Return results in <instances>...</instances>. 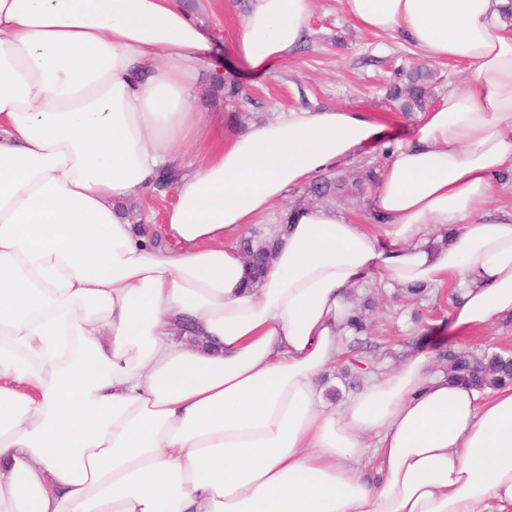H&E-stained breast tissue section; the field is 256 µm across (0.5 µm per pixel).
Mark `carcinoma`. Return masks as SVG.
<instances>
[{
	"label": "carcinoma",
	"instance_id": "carcinoma-1",
	"mask_svg": "<svg viewBox=\"0 0 512 512\" xmlns=\"http://www.w3.org/2000/svg\"><path fill=\"white\" fill-rule=\"evenodd\" d=\"M431 80V73L415 69L406 75V82L393 85L389 96L391 99L401 102V109L405 112L415 109L423 110L432 97ZM218 88L224 90L225 98L231 101L238 104L247 101L241 85L235 79L221 80L218 83ZM347 190L348 180L339 174L323 177L311 187V192L317 198L337 196ZM276 245V240L263 239L260 234L254 232L240 241V250L246 262L250 263L255 272L259 274ZM350 327L353 330V335L348 345L347 369L362 376L371 371L366 354L372 352L375 344L367 334L362 314H357L350 323ZM436 357L440 366L447 370L448 374L479 390L512 382V356H478L449 345L439 349Z\"/></svg>",
	"mask_w": 512,
	"mask_h": 512
}]
</instances>
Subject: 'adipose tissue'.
<instances>
[{"instance_id":"adipose-tissue-1","label":"adipose tissue","mask_w":512,"mask_h":512,"mask_svg":"<svg viewBox=\"0 0 512 512\" xmlns=\"http://www.w3.org/2000/svg\"><path fill=\"white\" fill-rule=\"evenodd\" d=\"M342 3L469 78L395 143L377 224L293 207L254 281L251 224L387 119L290 111L215 138L207 5L0 0V512H512V385L476 390L416 346L326 402L356 288L454 286L452 338L512 316V216L482 214L512 169L507 0ZM313 9L249 0L232 54L287 60ZM174 167L162 223L134 224Z\"/></svg>"}]
</instances>
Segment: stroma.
<instances>
[{
	"label": "stroma",
	"instance_id": "obj_1",
	"mask_svg": "<svg viewBox=\"0 0 512 512\" xmlns=\"http://www.w3.org/2000/svg\"><path fill=\"white\" fill-rule=\"evenodd\" d=\"M247 0H222V7L205 15L215 48L224 51L225 62H233L229 42L246 10ZM424 68L432 72L435 97H442L449 84H463L467 70L453 63L423 58L399 35L374 34L356 28L342 9L340 0H314L310 31L287 61L274 64L267 72H236L250 101L242 112H233L217 89L216 71L202 70L199 77L198 109L236 116L238 127L291 110L347 108L389 115L399 136H409L417 113L395 111L386 92L397 70ZM368 321L375 349L370 354L375 370L387 372L402 363L406 346L415 341L436 346V333L448 319L453 291L431 288L427 297L416 300L402 286L382 283L355 289ZM457 348L478 355L512 356V321H502L472 336L456 338Z\"/></svg>",
	"mask_w": 512,
	"mask_h": 512
}]
</instances>
